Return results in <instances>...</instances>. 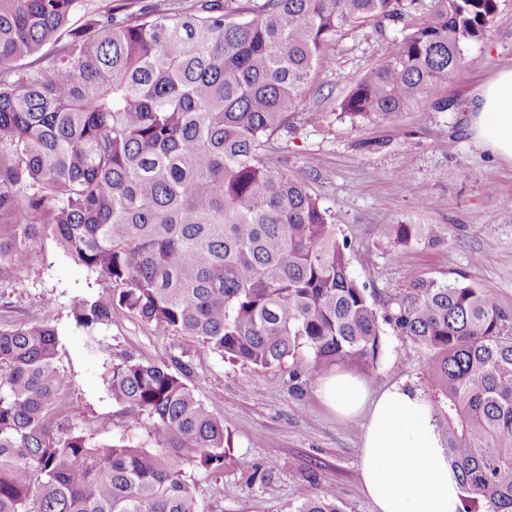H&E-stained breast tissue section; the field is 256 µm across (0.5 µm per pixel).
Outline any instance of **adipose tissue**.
<instances>
[{
    "label": "adipose tissue",
    "instance_id": "ef3b65f1",
    "mask_svg": "<svg viewBox=\"0 0 512 512\" xmlns=\"http://www.w3.org/2000/svg\"><path fill=\"white\" fill-rule=\"evenodd\" d=\"M473 137L512 165V69L477 94L469 113ZM319 393L338 417L368 418L360 450V480L375 512H458L460 481L429 402L399 386L370 396L346 371L321 377Z\"/></svg>",
    "mask_w": 512,
    "mask_h": 512
}]
</instances>
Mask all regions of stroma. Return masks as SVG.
<instances>
[{"instance_id":"35a3bbf8","label":"stroma","mask_w":512,"mask_h":512,"mask_svg":"<svg viewBox=\"0 0 512 512\" xmlns=\"http://www.w3.org/2000/svg\"><path fill=\"white\" fill-rule=\"evenodd\" d=\"M387 46L373 25L339 32L334 63L310 81L287 140L272 159L307 181L329 208L339 238L351 245V275L381 294H395L419 278L475 283L512 313V165L492 157L466 123L485 83L512 68V0H500L491 31L467 50L468 64L444 92L448 112L420 107L386 121L339 119L338 104L380 59ZM322 109L311 124L307 115ZM410 179L398 184L400 171ZM431 199L422 208V199ZM389 224H440L438 245L395 251ZM27 266L0 282V317L48 319L58 334L60 367L72 378L66 396L74 423L106 442L122 429L106 391L105 363L134 355L152 362L190 364L189 385L224 419L233 459L223 476L195 473L203 512H295L298 490L338 498L343 512H372L360 487L364 418L338 419L321 400L318 381H291L288 365L254 370L222 359L193 338L154 331L124 309L98 338L69 317L74 297L101 291L104 280L68 259L48 237L28 243ZM427 361L392 329H385L377 378L369 388L425 391Z\"/></svg>"}]
</instances>
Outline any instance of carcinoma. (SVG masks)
<instances>
[{
  "label": "carcinoma",
  "mask_w": 512,
  "mask_h": 512,
  "mask_svg": "<svg viewBox=\"0 0 512 512\" xmlns=\"http://www.w3.org/2000/svg\"><path fill=\"white\" fill-rule=\"evenodd\" d=\"M500 0H222L71 27L81 0H0V277L49 236L109 283L70 304L89 336L125 309L254 369L305 352V371L375 378L383 326L427 353L428 394L467 500L512 512V314L472 282L420 279L383 297L349 273V244L270 144L347 26L399 30L338 104L385 120L442 94ZM30 57L36 63L27 62ZM396 247L441 224H389ZM49 322L0 321V512H203L193 473L224 474V421L188 366L132 355L104 383L124 427L98 442L71 422L72 381ZM298 512H342L299 492Z\"/></svg>",
  "instance_id": "obj_1"
}]
</instances>
